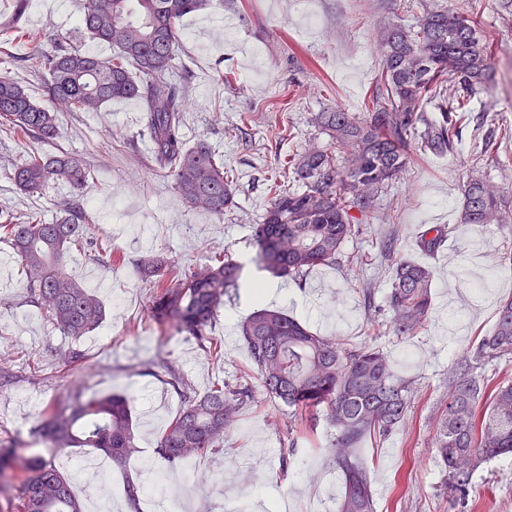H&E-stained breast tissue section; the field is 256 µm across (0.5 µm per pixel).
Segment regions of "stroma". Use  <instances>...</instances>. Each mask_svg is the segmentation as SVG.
<instances>
[{"mask_svg": "<svg viewBox=\"0 0 512 512\" xmlns=\"http://www.w3.org/2000/svg\"><path fill=\"white\" fill-rule=\"evenodd\" d=\"M437 6L467 9L479 34L494 44L489 87L474 99L456 153L418 155L406 179L379 194L376 220L346 245L345 259L313 271L306 281H288L281 308L319 334L375 343L390 356L395 376L417 389L407 426L359 449L371 470L377 512H458L437 463L434 426L453 359L491 331L500 300L512 297V266L503 262L512 252V231L460 221L469 170L497 186L512 208V138L501 136L502 128H512V0H217L185 16L182 66L174 73L186 96L182 133L190 144L207 139L234 174L237 206L220 220L191 210L171 177L155 169L141 112L130 101L112 102L101 112L61 113L62 133L49 144L0 132V214L33 209L52 222L74 189L55 183L29 196L16 189L12 170L32 151L74 154L90 170L84 196L94 252L115 247L130 258L106 267L93 252L70 250L69 274L86 287L107 281L112 293L102 299L104 327L77 341L82 357L63 372L54 353L67 340L29 303L22 265L9 240L0 238V257L7 262L0 273V373L10 378L0 387V439L30 441L42 409L75 392L126 393L138 450L125 470H110L105 487L112 512H128L126 476L144 478L149 466L159 464L156 441L182 406L163 360L172 361L200 395L234 381L249 369L237 327L255 309L247 291L225 297L212 326L224 355L207 359L193 339L169 335L151 320L149 287L138 278L135 260L165 253L193 266L224 250L255 270L253 226L268 202V178L286 167L291 154L325 142L314 113L336 105L363 111L387 28L415 23ZM81 7L82 0H30L25 26L51 35L73 31ZM225 73L231 84L222 81ZM277 107L287 114L288 128L269 120ZM489 134L497 139V159L487 165L480 152ZM428 224L457 225V237L424 254L415 240ZM391 235L401 255L434 272L430 318L405 339L392 335L387 316L371 321L363 303L367 288L376 303L384 301L390 271L380 242ZM287 418L286 408L268 401L249 407L225 438L222 455L199 460L191 474L168 466L164 483L142 496L141 512L163 506L172 512H226L232 506L276 512L284 495L291 512H310L315 503L322 512H337L344 480L329 461L331 430L318 424L311 443L291 450ZM286 450L291 464L285 470ZM472 496L475 512H512V457L477 472Z\"/></svg>", "mask_w": 512, "mask_h": 512, "instance_id": "stroma-1", "label": "stroma"}]
</instances>
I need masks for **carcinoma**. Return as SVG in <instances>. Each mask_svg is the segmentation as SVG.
Returning a JSON list of instances; mask_svg holds the SVG:
<instances>
[{
  "label": "carcinoma",
  "mask_w": 512,
  "mask_h": 512,
  "mask_svg": "<svg viewBox=\"0 0 512 512\" xmlns=\"http://www.w3.org/2000/svg\"><path fill=\"white\" fill-rule=\"evenodd\" d=\"M212 0H84L78 29L112 53L103 57L67 37L48 38L20 26L29 0H14V19L0 26V52L10 40L33 45L36 71L44 78L47 109L34 102L23 79L0 73V130L37 141L60 137V113L100 112L114 100H139L142 123L153 143V161L173 180L193 209L218 219L235 206L234 179L208 141L188 145L182 136L186 102L170 76L179 55L184 16ZM381 71L365 110L336 106L318 112L314 123L328 136L288 161L272 178L268 203L255 227L256 262L274 277L303 279L313 268L336 264L345 245L376 219L373 198L403 177L418 152H453L471 100L488 88L490 47L478 36L475 20L458 8H432L413 25L395 24L383 38ZM437 114L426 115L427 106ZM89 170L70 153L32 152L13 171L17 189L40 194L51 182L77 191ZM51 223L21 213L0 221L23 265L29 299L64 335L78 339L103 324L105 309L96 295L65 271L75 245L93 246L91 214L78 198L64 203ZM461 223L512 228L503 195L490 182L469 177L463 185ZM456 226L433 225L418 246L434 252L454 237ZM390 236L381 248L390 262L385 304L389 329L411 336L432 310V271L395 253ZM149 284V315L162 330L193 337L210 358L222 356L211 336L224 297L239 290L241 264L225 255L200 267L179 266L158 254L140 260ZM241 324L264 399L291 410L288 447L308 440L323 420L335 430L331 461L344 478L339 512H376L371 473L354 448L365 437H384L406 423L412 384L396 378L389 356L371 343L351 344L311 331L287 312L261 305ZM512 358V298L500 306L493 329L458 355L448 374V397L436 428L437 458L445 485L460 512H472L474 475L492 460L512 455V380L489 375ZM183 406L159 438L155 453L180 464L224 450V435L256 402L248 378L223 383L203 396L182 392ZM34 441L50 451L91 448L122 468L137 452L129 399L120 394L86 397L78 392L45 409ZM17 483L3 487V479ZM4 512H82L71 481L42 454L16 441L0 442V492ZM124 495L139 512L142 485L128 478Z\"/></svg>",
  "instance_id": "cac0c4a2"
}]
</instances>
